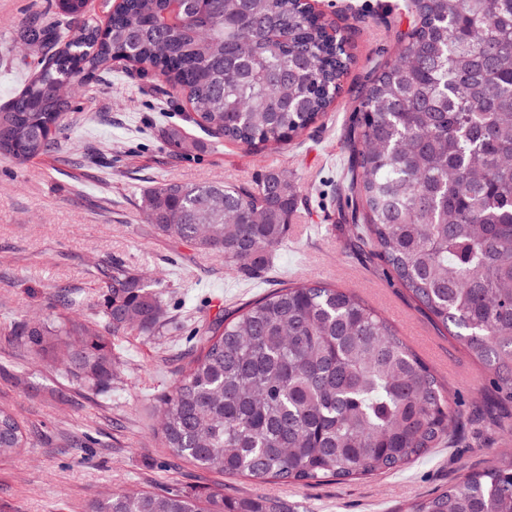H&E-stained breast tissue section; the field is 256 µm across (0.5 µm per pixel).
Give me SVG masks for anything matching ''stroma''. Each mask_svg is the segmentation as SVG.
Masks as SVG:
<instances>
[{"label":"stroma","mask_w":512,"mask_h":512,"mask_svg":"<svg viewBox=\"0 0 512 512\" xmlns=\"http://www.w3.org/2000/svg\"><path fill=\"white\" fill-rule=\"evenodd\" d=\"M311 2L347 38L354 61L329 111L287 145L252 150L213 138L187 122L190 107L169 84L116 62L76 92L51 154L0 159V405L14 412L30 442L20 455L0 458V512H82L117 488L220 489L232 498H279L293 512H404L454 483L463 468L512 454V431L484 417L487 390L471 384L481 366L350 233L358 215L340 181L344 138L356 121L358 89L395 58L414 24L410 0ZM56 4L0 0V108L41 68V51L22 33L54 21ZM174 124L200 142L193 157L167 147L164 131ZM271 171L288 174L301 196L283 246L258 275L158 236L140 210L144 190L163 183H251ZM115 259L146 275L181 329L168 347L143 336L113 337L124 380L100 396L64 379L51 358L18 345L10 331L53 311L97 321L101 270ZM297 276L356 292L414 349L433 347L425 361L443 376L458 418L445 445L397 472L310 486L227 477L161 448L157 399L183 367L174 351L196 345L201 321Z\"/></svg>","instance_id":"obj_1"}]
</instances>
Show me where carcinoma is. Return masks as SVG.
<instances>
[{"instance_id":"obj_1","label":"carcinoma","mask_w":512,"mask_h":512,"mask_svg":"<svg viewBox=\"0 0 512 512\" xmlns=\"http://www.w3.org/2000/svg\"><path fill=\"white\" fill-rule=\"evenodd\" d=\"M58 0L29 44L63 46L0 110V157L48 154L71 103L112 62L134 60L184 95L190 122L251 149L276 148L327 111L352 63L341 35L307 0ZM417 23L360 92L345 178L363 223L356 238L438 327L454 328L484 368L495 402L512 406V0H413ZM172 151L199 142L165 130ZM300 186L278 172L253 184L169 182L144 192L156 234L259 271L286 239ZM260 218H255L256 213ZM99 290L104 331L68 314L13 328L52 352L65 376L97 395L123 374L114 336H156L172 323L162 294L114 260ZM173 390L159 398L160 440L196 467L256 481L313 485L398 471L439 447L456 419L448 389L389 321L357 294L296 279L196 331ZM0 407V457L27 447ZM84 512H290L279 499L178 491L92 500ZM409 512H512V457L415 501Z\"/></svg>"}]
</instances>
